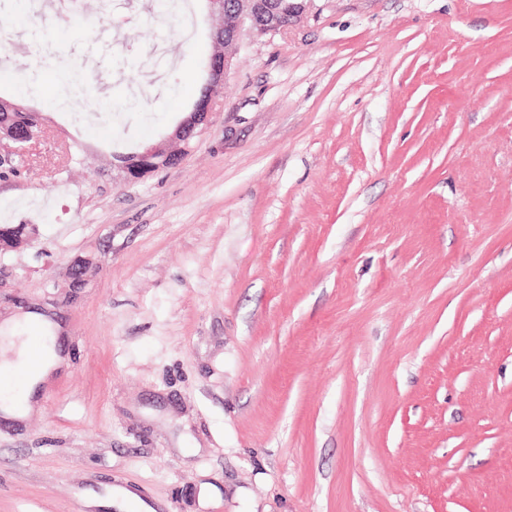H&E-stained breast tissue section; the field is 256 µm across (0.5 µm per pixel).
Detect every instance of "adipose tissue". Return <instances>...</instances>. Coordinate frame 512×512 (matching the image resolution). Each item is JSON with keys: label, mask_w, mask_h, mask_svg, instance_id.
Segmentation results:
<instances>
[{"label": "adipose tissue", "mask_w": 512, "mask_h": 512, "mask_svg": "<svg viewBox=\"0 0 512 512\" xmlns=\"http://www.w3.org/2000/svg\"><path fill=\"white\" fill-rule=\"evenodd\" d=\"M51 322L41 314H31L22 324L0 327V413L14 418L31 407L36 386L62 362L52 336ZM23 377V386H14L16 377Z\"/></svg>", "instance_id": "ef3b65f1"}]
</instances>
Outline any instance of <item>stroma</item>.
Masks as SVG:
<instances>
[{
  "label": "stroma",
  "mask_w": 512,
  "mask_h": 512,
  "mask_svg": "<svg viewBox=\"0 0 512 512\" xmlns=\"http://www.w3.org/2000/svg\"><path fill=\"white\" fill-rule=\"evenodd\" d=\"M153 2L0 0V95L48 131L0 179V325L50 313L68 357L0 425V512H512V0H310L123 182L215 25ZM61 62L140 112L74 121L27 82ZM105 499L121 510L119 512H154L134 492L123 487L109 489Z\"/></svg>",
  "instance_id": "35a3bbf8"
}]
</instances>
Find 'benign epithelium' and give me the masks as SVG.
Here are the masks:
<instances>
[{"label": "benign epithelium", "mask_w": 512, "mask_h": 512, "mask_svg": "<svg viewBox=\"0 0 512 512\" xmlns=\"http://www.w3.org/2000/svg\"><path fill=\"white\" fill-rule=\"evenodd\" d=\"M209 13L219 18L220 25L211 33L212 50L206 61V83L203 95L191 112L181 119L158 143L119 157L115 165L118 177L129 182L138 170L162 167L159 160L174 159L187 150L184 131L193 127L203 130L210 122L211 105L219 93L227 72L232 68L236 48L245 31L266 34L285 30L298 23L306 13L299 8L285 20L280 0H206ZM28 116L22 107L0 97V168L7 170L24 157L29 145L17 132L16 120ZM20 226L0 225V251L19 250L27 239L19 232Z\"/></svg>", "instance_id": "obj_1"}]
</instances>
